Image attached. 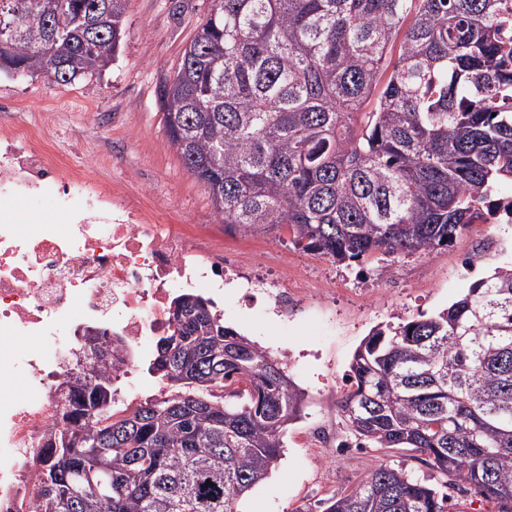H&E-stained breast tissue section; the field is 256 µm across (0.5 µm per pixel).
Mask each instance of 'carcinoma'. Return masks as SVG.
<instances>
[{
    "mask_svg": "<svg viewBox=\"0 0 512 512\" xmlns=\"http://www.w3.org/2000/svg\"><path fill=\"white\" fill-rule=\"evenodd\" d=\"M211 2L157 97L218 223L285 233L346 266L432 252L498 214L512 223L505 0ZM0 19V72L68 85L112 63L126 0H0ZM182 304L148 366L169 394L113 410L110 336L106 355L66 372L32 512H239L276 466L305 392L206 300ZM348 382L338 406L360 447L417 452L459 492L512 512V267L376 329ZM87 405L93 419H70ZM91 470L108 490L88 500ZM322 512H448V495L380 464Z\"/></svg>",
    "mask_w": 512,
    "mask_h": 512,
    "instance_id": "obj_1",
    "label": "carcinoma"
}]
</instances>
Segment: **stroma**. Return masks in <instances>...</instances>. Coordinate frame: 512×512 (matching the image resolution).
<instances>
[{
  "instance_id": "1",
  "label": "stroma",
  "mask_w": 512,
  "mask_h": 512,
  "mask_svg": "<svg viewBox=\"0 0 512 512\" xmlns=\"http://www.w3.org/2000/svg\"><path fill=\"white\" fill-rule=\"evenodd\" d=\"M210 6V0H127V36L102 74L61 86L41 76L1 73L0 124L39 130L70 164L110 185L112 195L102 204L112 213L200 227L210 244H223L224 227L208 192L170 143L157 100L160 80L174 71ZM0 191L15 201L14 211L0 221L13 224H63L62 209L70 199L92 198L88 186L65 193L52 177L34 190L12 184ZM482 239L496 246L477 259L473 247ZM233 242L242 247L249 268H259L260 252L275 249L310 284L299 311L287 318L267 300L244 302L242 289L224 291L225 324L284 362L306 394L277 465L242 503V512H314L320 500L354 486L380 464L427 480L458 512H488L480 496L451 488L410 452L358 447L336 401L347 390L353 354L372 329L433 314L466 292L474 276L512 266V224L470 225L448 246L390 259L385 271L371 260L354 270L272 234L238 232ZM470 257L473 274L464 265ZM323 425L335 428V447L311 444V432Z\"/></svg>"
}]
</instances>
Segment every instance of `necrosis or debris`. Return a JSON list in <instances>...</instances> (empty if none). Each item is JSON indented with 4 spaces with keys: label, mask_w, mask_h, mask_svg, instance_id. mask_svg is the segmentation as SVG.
I'll list each match as a JSON object with an SVG mask.
<instances>
[{
    "label": "necrosis or debris",
    "mask_w": 512,
    "mask_h": 512,
    "mask_svg": "<svg viewBox=\"0 0 512 512\" xmlns=\"http://www.w3.org/2000/svg\"><path fill=\"white\" fill-rule=\"evenodd\" d=\"M1 139L23 148L0 156V186L34 189L51 171L71 183L88 180L27 128L1 125ZM67 214L66 224H0V369L26 383L17 398L0 391V512H29L38 443L56 420V388L80 326L109 324L119 355H145L168 326L172 292L198 291L217 303L239 282L283 316L303 300L304 282L245 272L238 251L205 245L203 232L120 215L100 224L79 200ZM31 339L39 350H29Z\"/></svg>",
    "instance_id": "obj_1"
}]
</instances>
